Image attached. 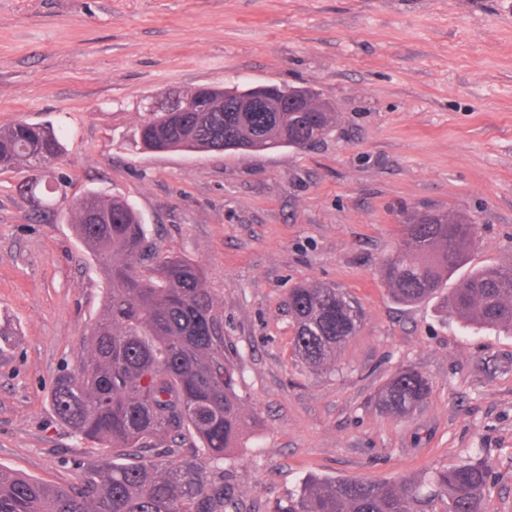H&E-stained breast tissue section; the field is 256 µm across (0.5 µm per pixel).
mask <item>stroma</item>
Here are the masks:
<instances>
[{
  "label": "stroma",
  "instance_id": "1",
  "mask_svg": "<svg viewBox=\"0 0 512 512\" xmlns=\"http://www.w3.org/2000/svg\"><path fill=\"white\" fill-rule=\"evenodd\" d=\"M201 85L310 87L336 125L301 149L142 151L148 105ZM17 120L60 133L65 191L0 171V465L66 486L101 456L49 404L103 313L71 211L95 191L204 270L252 419L226 464L241 512L311 477L425 493L476 460L485 512H512V331L399 305L379 273L424 211L473 219L469 267L512 264V0H0V126ZM310 281L364 312L323 372L285 305ZM406 366L432 389L399 418L373 397Z\"/></svg>",
  "mask_w": 512,
  "mask_h": 512
}]
</instances>
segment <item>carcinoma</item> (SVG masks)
Listing matches in <instances>:
<instances>
[{
	"label": "carcinoma",
	"mask_w": 512,
	"mask_h": 512,
	"mask_svg": "<svg viewBox=\"0 0 512 512\" xmlns=\"http://www.w3.org/2000/svg\"><path fill=\"white\" fill-rule=\"evenodd\" d=\"M317 112H228L224 92L199 86L177 93L205 112H148L138 127L142 149L211 152L305 147L336 124V112L312 89L283 87ZM65 145L52 126L17 121L0 127V170L43 166ZM74 231L96 261L104 313L91 327L87 353L55 381L50 402L75 436L103 449L79 463L76 483L61 487L0 466V512H240L224 462L250 425L224 355V320L196 263L165 254L136 209L117 196L88 192L72 204ZM412 215L404 238L383 264L391 296L411 305L442 293L475 245L471 218ZM294 351L314 371L362 322L358 302L333 285L290 290ZM449 311L466 324L512 328V267L473 269L453 289ZM431 392L429 379L400 369L380 391L382 411L403 417ZM190 456H170L186 443ZM490 468L478 462L437 469L428 478L444 512H484ZM417 488L364 478L310 479L276 502L274 512H421Z\"/></svg>",
	"instance_id": "obj_1"
}]
</instances>
